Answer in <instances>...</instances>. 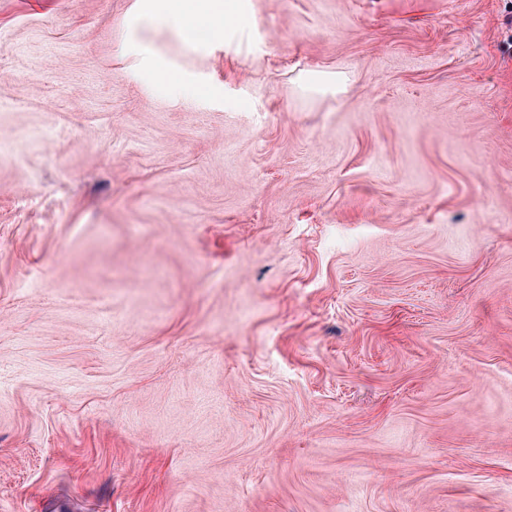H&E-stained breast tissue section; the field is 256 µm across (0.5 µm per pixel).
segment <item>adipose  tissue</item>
<instances>
[{
  "mask_svg": "<svg viewBox=\"0 0 512 512\" xmlns=\"http://www.w3.org/2000/svg\"><path fill=\"white\" fill-rule=\"evenodd\" d=\"M230 10L227 0H140L138 21L172 25L189 47L220 37Z\"/></svg>",
  "mask_w": 512,
  "mask_h": 512,
  "instance_id": "ef3b65f1",
  "label": "adipose tissue"
}]
</instances>
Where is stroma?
Masks as SVG:
<instances>
[{"instance_id":"obj_1","label":"stroma","mask_w":512,"mask_h":512,"mask_svg":"<svg viewBox=\"0 0 512 512\" xmlns=\"http://www.w3.org/2000/svg\"><path fill=\"white\" fill-rule=\"evenodd\" d=\"M135 2L0 0V512H512V0ZM137 22L172 25L179 39L192 47L224 35L230 5L224 0H140ZM183 3H190L186 7ZM202 18L196 20L193 15ZM150 59L143 70V76L149 81L166 79L169 90L173 94H179L183 90L185 83L181 76H177L173 71L155 55L147 53Z\"/></svg>"}]
</instances>
